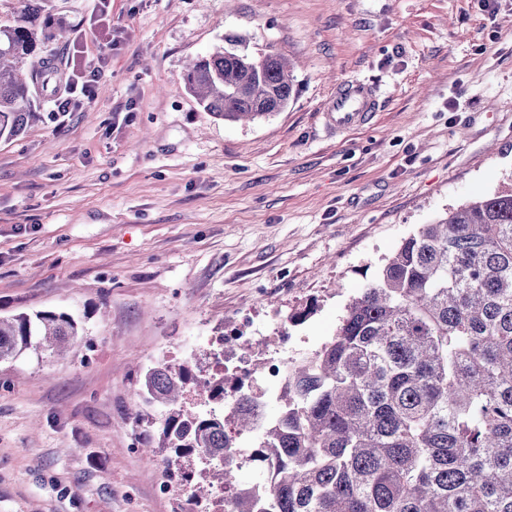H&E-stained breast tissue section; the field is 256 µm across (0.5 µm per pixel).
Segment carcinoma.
I'll return each mask as SVG.
<instances>
[{
  "mask_svg": "<svg viewBox=\"0 0 512 512\" xmlns=\"http://www.w3.org/2000/svg\"><path fill=\"white\" fill-rule=\"evenodd\" d=\"M36 0L0 27V140L40 119L38 97L61 92L62 65L45 53L61 41ZM202 56L184 87L226 122L282 111L290 64L238 41ZM79 335L64 312L0 317V363L25 352L60 354ZM208 403L238 394L229 418L184 405L188 388ZM270 418L261 394L206 373L200 362L147 370L136 421L161 415L143 441L168 479L203 460L189 499L227 485L224 449L277 452L279 475L262 505L239 495L222 512H512V185L462 204L402 242L350 299L334 336L288 365V388Z\"/></svg>",
  "mask_w": 512,
  "mask_h": 512,
  "instance_id": "cac0c4a2",
  "label": "carcinoma"
}]
</instances>
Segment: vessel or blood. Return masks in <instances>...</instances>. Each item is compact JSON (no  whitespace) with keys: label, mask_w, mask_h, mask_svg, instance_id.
Masks as SVG:
<instances>
[{"label":"vessel or blood","mask_w":512,"mask_h":512,"mask_svg":"<svg viewBox=\"0 0 512 512\" xmlns=\"http://www.w3.org/2000/svg\"><path fill=\"white\" fill-rule=\"evenodd\" d=\"M378 110L374 88L358 79L341 81L325 113L326 123L345 132L370 123Z\"/></svg>","instance_id":"1"}]
</instances>
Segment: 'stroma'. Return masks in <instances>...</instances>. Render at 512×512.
I'll use <instances>...</instances> for the list:
<instances>
[{
  "mask_svg": "<svg viewBox=\"0 0 512 512\" xmlns=\"http://www.w3.org/2000/svg\"><path fill=\"white\" fill-rule=\"evenodd\" d=\"M95 65L93 105L0 141V316L53 310L61 355L0 364V512H171L131 398L149 366L205 358L249 315L302 359L420 225L512 183V0H43ZM243 39L293 65V96L240 125L183 84ZM380 107L325 124L337 83ZM302 324L286 316L307 304ZM289 341H281V333Z\"/></svg>",
  "mask_w": 512,
  "mask_h": 512,
  "instance_id": "stroma-1",
  "label": "stroma"
}]
</instances>
